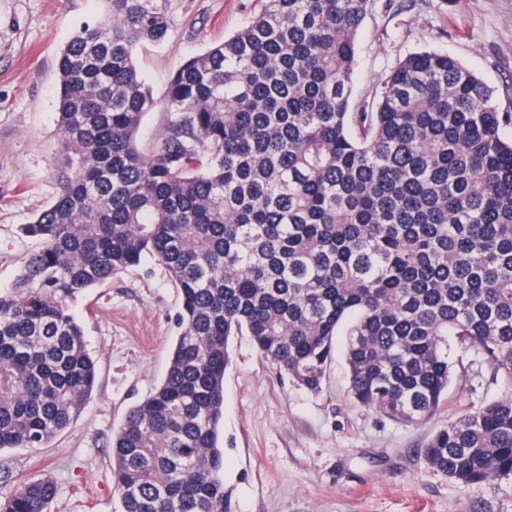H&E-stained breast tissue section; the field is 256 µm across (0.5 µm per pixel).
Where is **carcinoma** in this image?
Returning a JSON list of instances; mask_svg holds the SVG:
<instances>
[{
	"label": "carcinoma",
	"mask_w": 512,
	"mask_h": 512,
	"mask_svg": "<svg viewBox=\"0 0 512 512\" xmlns=\"http://www.w3.org/2000/svg\"><path fill=\"white\" fill-rule=\"evenodd\" d=\"M57 57L53 201L24 227L40 246L0 293V451L45 448L97 381L69 302L143 259L180 295L164 380L112 437L123 512H226L230 339L309 391L350 322L360 405L404 424L448 394V337L512 387V97L455 58L411 53L352 104L358 30L374 0H261L237 32L172 76L169 132L138 147L154 107L134 52L172 26L162 0H105ZM477 485L512 477V392L423 448ZM48 477L0 512H52Z\"/></svg>",
	"instance_id": "carcinoma-1"
}]
</instances>
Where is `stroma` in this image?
<instances>
[{
    "mask_svg": "<svg viewBox=\"0 0 512 512\" xmlns=\"http://www.w3.org/2000/svg\"><path fill=\"white\" fill-rule=\"evenodd\" d=\"M167 39L143 44L135 63L156 105L140 148L168 131L170 78L244 26L258 0H166ZM105 0H0V291L38 243L22 227L56 196L59 80L56 58L71 34L104 20ZM459 60L494 90L512 94V0H374L358 34L353 99L371 93L408 54ZM179 297L148 259L72 302L97 361L84 409L48 447L0 452V497L25 476L56 482L53 512H122L112 483V435L129 408L164 378L179 334ZM346 336H338L319 391L263 359L250 336L230 343L224 372V489L228 512H512V478L453 482L427 468L430 436L465 410L501 397L480 356L451 345L448 398L427 421L401 424L349 394Z\"/></svg>",
    "mask_w": 512,
    "mask_h": 512,
    "instance_id": "1",
    "label": "stroma"
}]
</instances>
